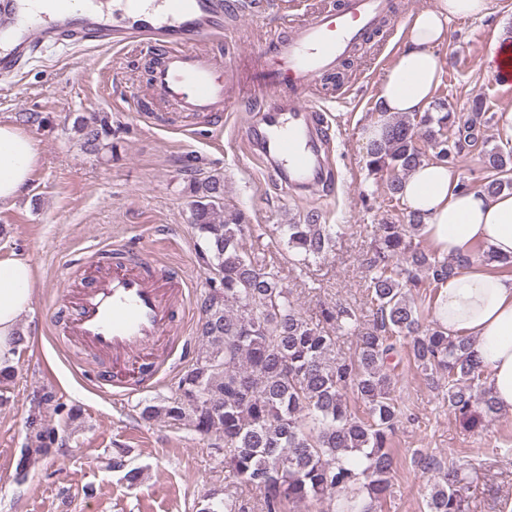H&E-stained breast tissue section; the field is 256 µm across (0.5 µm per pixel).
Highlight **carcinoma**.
<instances>
[{
  "label": "carcinoma",
  "mask_w": 512,
  "mask_h": 512,
  "mask_svg": "<svg viewBox=\"0 0 512 512\" xmlns=\"http://www.w3.org/2000/svg\"><path fill=\"white\" fill-rule=\"evenodd\" d=\"M385 134L369 144L368 166L390 177L399 193L402 177L424 161L426 143L435 158L452 163L464 145L483 141V102L466 113L440 102L430 112L384 119ZM73 128L81 149L97 155L112 150V121L77 117ZM489 172L485 189L498 194L512 186V167L497 149L483 151ZM191 224L198 233L199 258L216 283L198 300L200 344L178 378L174 396L147 404L141 415L188 421L214 446L224 466L259 489L258 512H286L298 503L321 504L326 512H382L391 499L395 456L390 440L404 411L397 394L400 353L447 389L448 408L470 428L498 412L487 376L467 337L450 338L439 323L425 324L424 307L411 288H436L458 272L463 259L439 258L406 242L402 224H380L367 259L372 273L368 309L372 328L357 334V353L336 351V333L359 328L363 313L342 304L323 306L318 321L297 309L275 268L244 249L248 224L237 210L224 209V175L192 185ZM287 247L306 262L336 246V225L309 212L301 224L280 225ZM427 272V279L418 272ZM358 406H352V403ZM32 444L21 452L19 472L36 463L54 440L55 429L35 419ZM433 473L426 512H465L461 469L433 454L420 456ZM249 500L224 493V512H248Z\"/></svg>",
  "instance_id": "1"
}]
</instances>
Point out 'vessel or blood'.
Instances as JSON below:
<instances>
[{
	"mask_svg": "<svg viewBox=\"0 0 512 512\" xmlns=\"http://www.w3.org/2000/svg\"><path fill=\"white\" fill-rule=\"evenodd\" d=\"M229 0H0V81H15L37 57L87 42L133 44L160 58L150 78L153 96L187 118H215L236 109L249 91L230 89L225 74L235 57L200 51L220 43L231 13ZM395 20L391 0H336L298 12L287 8L259 55L257 76L266 104L250 126L254 146L279 178L307 191L327 186L321 154L323 117L314 93L374 33ZM102 266L61 294L68 314L65 336L95 354L126 366L127 392L154 385L169 353L161 340L182 324L188 283L176 273L156 274L124 246L102 252Z\"/></svg>",
	"mask_w": 512,
	"mask_h": 512,
	"instance_id": "1",
	"label": "vessel or blood"
}]
</instances>
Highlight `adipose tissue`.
Here are the masks:
<instances>
[{
  "instance_id": "ef3b65f1",
  "label": "adipose tissue",
  "mask_w": 512,
  "mask_h": 512,
  "mask_svg": "<svg viewBox=\"0 0 512 512\" xmlns=\"http://www.w3.org/2000/svg\"><path fill=\"white\" fill-rule=\"evenodd\" d=\"M492 8V0H433L412 15L375 98L381 117L364 126V142L381 138L383 116L429 110L449 63V21L484 19ZM39 158L29 136L17 126L0 125V206L23 196ZM400 196L409 211L422 216L423 233L436 252L466 260V269L440 284L434 317L447 336L471 338L494 400L512 412V275L491 271L473 256L478 245L494 259L512 261V194L461 188L450 167L426 161L404 178ZM33 279L26 260L0 259V370L14 364L18 323L31 309Z\"/></svg>"
}]
</instances>
